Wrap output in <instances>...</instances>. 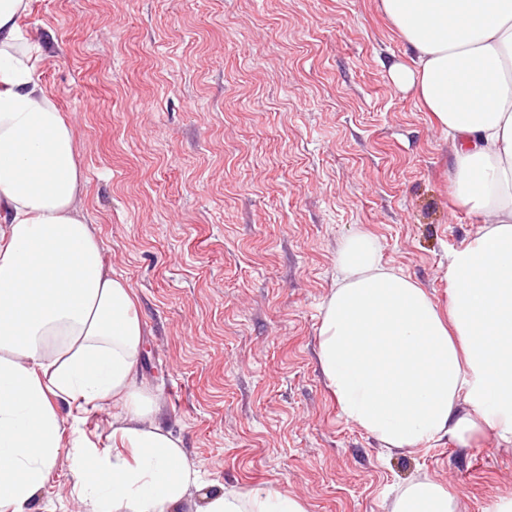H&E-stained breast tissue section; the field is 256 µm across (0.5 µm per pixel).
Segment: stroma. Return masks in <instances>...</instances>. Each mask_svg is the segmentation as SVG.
Instances as JSON below:
<instances>
[{
	"label": "stroma",
	"instance_id": "stroma-1",
	"mask_svg": "<svg viewBox=\"0 0 512 512\" xmlns=\"http://www.w3.org/2000/svg\"><path fill=\"white\" fill-rule=\"evenodd\" d=\"M18 25L134 294L139 380L210 487L308 512H390L422 477L460 512L512 499V446L385 452L318 363L346 239L368 232L443 305L449 256L480 224L450 195V139L391 78L410 52L378 0H30ZM32 512H85L67 455Z\"/></svg>",
	"mask_w": 512,
	"mask_h": 512
}]
</instances>
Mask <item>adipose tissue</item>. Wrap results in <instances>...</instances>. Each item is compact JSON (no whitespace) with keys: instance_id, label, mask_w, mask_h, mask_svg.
I'll list each match as a JSON object with an SVG mask.
<instances>
[{"instance_id":"ef3b65f1","label":"adipose tissue","mask_w":512,"mask_h":512,"mask_svg":"<svg viewBox=\"0 0 512 512\" xmlns=\"http://www.w3.org/2000/svg\"><path fill=\"white\" fill-rule=\"evenodd\" d=\"M29 0H0V512H27L60 454L88 512H308L261 487L206 491L200 468L137 383L142 327L82 209L73 127L20 36ZM412 51L392 67L453 143L450 188L478 213L448 263V308L385 266L372 237L344 244L318 360L345 418L382 448L492 434L512 445V0H380ZM112 408V448L80 427ZM72 425H65L61 407ZM392 512H457L420 478Z\"/></svg>"}]
</instances>
